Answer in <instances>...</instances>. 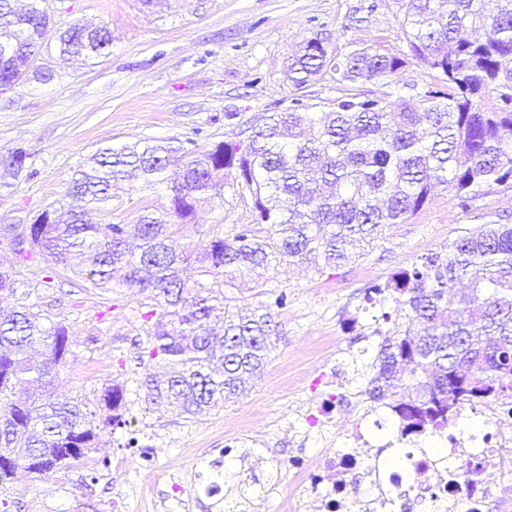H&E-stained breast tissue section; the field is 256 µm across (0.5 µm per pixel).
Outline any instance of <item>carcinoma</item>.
<instances>
[{
	"instance_id": "carcinoma-1",
	"label": "carcinoma",
	"mask_w": 512,
	"mask_h": 512,
	"mask_svg": "<svg viewBox=\"0 0 512 512\" xmlns=\"http://www.w3.org/2000/svg\"><path fill=\"white\" fill-rule=\"evenodd\" d=\"M400 25L410 56L437 83L416 95L355 94L328 111L308 106L269 112L247 141L226 140L183 156L147 141L104 148L88 171L67 183L69 203L53 220L8 238L17 263L42 259L69 270L92 288L117 282L150 293L159 310L144 354L166 370L140 383L145 402L166 401L191 416L244 394L266 358L275 333L272 314L259 307L246 314L217 304L224 280L253 267L318 259L326 268L347 261L371 244L387 224H401L439 191L461 203L492 182L512 177V112H482L475 99L512 80V0H404ZM50 31L42 0L25 11L0 0V58L10 57L12 76L46 78L32 68ZM112 46L105 27L75 24L58 37L60 53L90 59ZM406 60L372 48L331 56L306 41L293 56L288 79L301 88L330 68L340 80L380 82L389 87ZM171 186L170 212L144 215L134 225L139 253L125 250L128 227L106 231L83 220L86 210L112 198L124 181ZM249 192L258 221L234 226L197 254L174 237V220L193 221L202 196H219L224 178ZM194 260L210 285L181 277ZM469 283L468 291L455 285ZM20 280L0 273V483L18 470L42 478L82 464L94 450L100 426L130 425L125 390L104 391L108 414L52 391L70 355L69 329L45 326L20 291ZM384 296L395 313L372 363L368 395L396 414L399 439L408 434L441 437L458 412L512 396V225L484 224L368 291Z\"/></svg>"
}]
</instances>
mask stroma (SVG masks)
Returning <instances> with one entry per match:
<instances>
[{
	"label": "stroma",
	"instance_id": "1",
	"mask_svg": "<svg viewBox=\"0 0 512 512\" xmlns=\"http://www.w3.org/2000/svg\"><path fill=\"white\" fill-rule=\"evenodd\" d=\"M54 31L75 22L106 26L108 55L85 63L60 56L49 44L37 61L48 81H23L0 90V154L22 150L26 169L11 187L0 188V236L33 223L65 199L74 170L105 146L150 139L183 152L203 151L240 139L264 113L293 102L326 111L359 92L381 96L380 84L338 80L334 71L295 87L288 61L306 40L319 39L332 55L363 47L406 57L398 74L402 91L425 90L431 77L407 56L399 20L402 0H45ZM169 206L166 185H134L90 211L93 224H135L148 211ZM257 219L250 198L232 186L201 202L195 221L177 224L181 246L194 252L233 225ZM496 222L512 224V178L482 188L468 204L453 192L435 195L404 223L390 224L359 257L334 269L281 264L244 273L225 285L230 305H270L278 327L263 370L251 390L219 409L185 418L166 406H145L139 384L160 374L142 359L155 302L139 289L113 285L100 291L68 271L44 283V261L19 267L0 245V272H20L45 325L69 328L71 355L57 391L97 409L105 387L125 389L133 429L141 444L157 448L159 471L198 477L200 498L183 500L165 482L143 491V474L128 434L103 432L84 465L32 479L17 471L0 484V512H113L124 491L129 512H286L298 487L288 471L296 449L317 453L338 447L353 425L373 426L379 415L364 393L377 353L376 322L362 310L364 290L443 251L458 237ZM284 305H277L278 297ZM333 375V387L316 381ZM340 403L331 423L310 426L328 390ZM238 436L244 453L224 457L220 467L201 456ZM120 458V471L102 458ZM81 498H73L75 487Z\"/></svg>",
	"mask_w": 512,
	"mask_h": 512
}]
</instances>
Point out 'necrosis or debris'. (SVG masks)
I'll list each match as a JSON object with an SVG mask.
<instances>
[{
  "mask_svg": "<svg viewBox=\"0 0 512 512\" xmlns=\"http://www.w3.org/2000/svg\"><path fill=\"white\" fill-rule=\"evenodd\" d=\"M492 422L483 445L472 448L460 424H453L440 450L419 449L408 469L386 465L388 443L371 444L361 426H353L335 451H297L288 461L300 492L288 502V512H401L405 491H416L426 512H491L500 500L512 497V475L502 463L512 456V399L488 403ZM464 457L471 469L451 468ZM365 484L362 496L351 497L350 475Z\"/></svg>",
  "mask_w": 512,
  "mask_h": 512,
  "instance_id": "4bbe7bcc",
  "label": "necrosis or debris"
}]
</instances>
